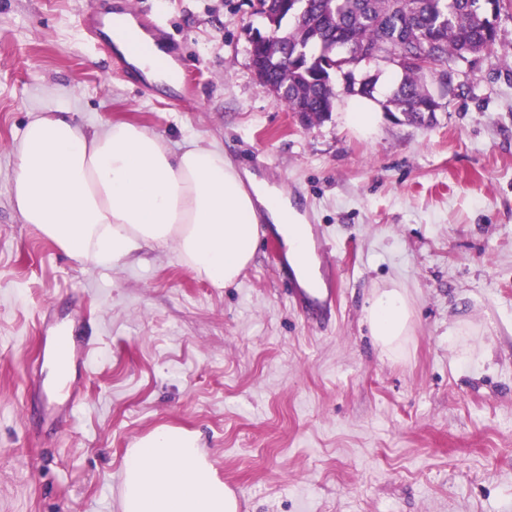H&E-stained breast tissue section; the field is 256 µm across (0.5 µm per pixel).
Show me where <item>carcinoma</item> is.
I'll return each instance as SVG.
<instances>
[{"mask_svg":"<svg viewBox=\"0 0 512 512\" xmlns=\"http://www.w3.org/2000/svg\"><path fill=\"white\" fill-rule=\"evenodd\" d=\"M512 0H288L274 43L247 48L250 63L283 90L278 101L309 120L333 110L332 64L343 62L351 96H373L382 59L418 53L428 65L393 68L384 104L414 124L425 123L429 102L445 95L431 81L440 68L462 71L471 58L494 49L497 21Z\"/></svg>","mask_w":512,"mask_h":512,"instance_id":"carcinoma-1","label":"carcinoma"}]
</instances>
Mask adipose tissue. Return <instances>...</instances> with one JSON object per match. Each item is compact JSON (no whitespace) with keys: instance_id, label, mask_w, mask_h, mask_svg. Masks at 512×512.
Wrapping results in <instances>:
<instances>
[{"instance_id":"adipose-tissue-1","label":"adipose tissue","mask_w":512,"mask_h":512,"mask_svg":"<svg viewBox=\"0 0 512 512\" xmlns=\"http://www.w3.org/2000/svg\"><path fill=\"white\" fill-rule=\"evenodd\" d=\"M112 40L129 63L157 81L167 53L130 14L114 16ZM11 202L66 255L117 265L145 247H173L197 278L221 288L253 261L261 224L286 247L301 287L318 281L310 229L287 197L235 166L222 148L191 142L173 150L128 122L86 127L68 110L33 113L19 134ZM404 289H378L368 311L382 354H401L413 333ZM234 492L213 473L198 433L162 424L128 449L122 512H238Z\"/></svg>"}]
</instances>
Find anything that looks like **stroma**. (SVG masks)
<instances>
[{"instance_id": "obj_1", "label": "stroma", "mask_w": 512, "mask_h": 512, "mask_svg": "<svg viewBox=\"0 0 512 512\" xmlns=\"http://www.w3.org/2000/svg\"><path fill=\"white\" fill-rule=\"evenodd\" d=\"M85 0H0V512H121L128 448L158 425L199 432L239 512H512V8L495 51L453 78L433 122L381 115L364 136L348 95L301 124L253 74L250 0H103L163 12L192 77L140 92L73 26ZM53 105L192 138L301 196L328 243L338 303L312 324L266 243L234 283L170 248L80 263L22 223L14 145ZM399 285L413 336L391 359L367 309ZM89 319L71 364L73 418L29 421L38 319Z\"/></svg>"}]
</instances>
